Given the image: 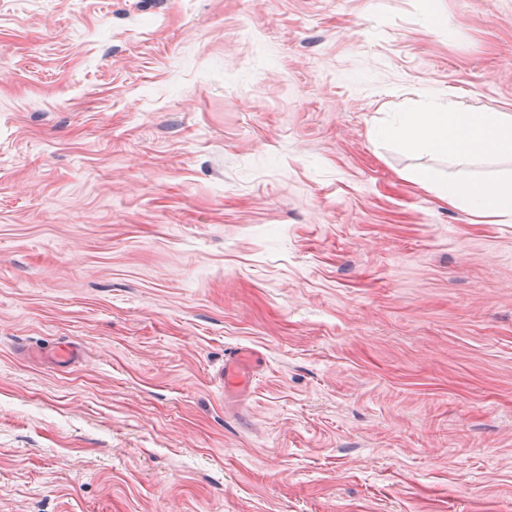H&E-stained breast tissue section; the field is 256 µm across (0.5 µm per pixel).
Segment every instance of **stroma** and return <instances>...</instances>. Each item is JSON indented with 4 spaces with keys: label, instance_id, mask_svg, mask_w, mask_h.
Segmentation results:
<instances>
[{
    "label": "stroma",
    "instance_id": "stroma-1",
    "mask_svg": "<svg viewBox=\"0 0 512 512\" xmlns=\"http://www.w3.org/2000/svg\"><path fill=\"white\" fill-rule=\"evenodd\" d=\"M451 98L512 0H0V512H512V223L418 183L512 159L381 134ZM255 359H258L257 355L239 349L224 362V395L230 390L249 386Z\"/></svg>",
    "mask_w": 512,
    "mask_h": 512
}]
</instances>
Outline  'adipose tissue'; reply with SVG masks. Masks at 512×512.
<instances>
[{
	"instance_id": "obj_1",
	"label": "adipose tissue",
	"mask_w": 512,
	"mask_h": 512,
	"mask_svg": "<svg viewBox=\"0 0 512 512\" xmlns=\"http://www.w3.org/2000/svg\"><path fill=\"white\" fill-rule=\"evenodd\" d=\"M383 135L399 147L414 151L428 147L459 160L480 156L512 159V116L470 111L457 101L430 112H411ZM423 187H438L449 205L465 207L477 224L512 222V180L502 183L451 180L438 184L433 173L422 176Z\"/></svg>"
}]
</instances>
